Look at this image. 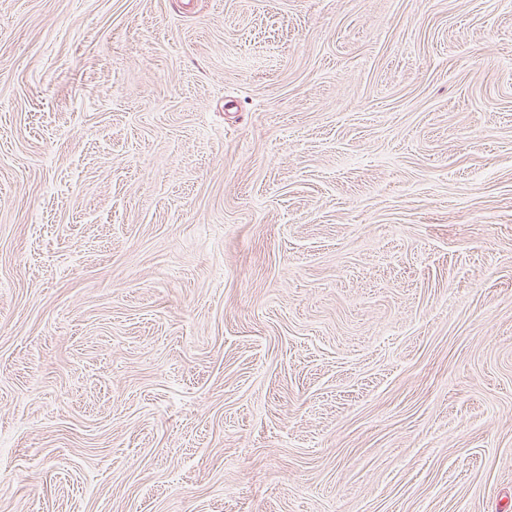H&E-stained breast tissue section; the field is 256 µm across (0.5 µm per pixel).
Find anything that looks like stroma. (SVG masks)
Here are the masks:
<instances>
[{
    "label": "stroma",
    "mask_w": 512,
    "mask_h": 512,
    "mask_svg": "<svg viewBox=\"0 0 512 512\" xmlns=\"http://www.w3.org/2000/svg\"><path fill=\"white\" fill-rule=\"evenodd\" d=\"M0 512H512V0H0Z\"/></svg>",
    "instance_id": "stroma-1"
}]
</instances>
